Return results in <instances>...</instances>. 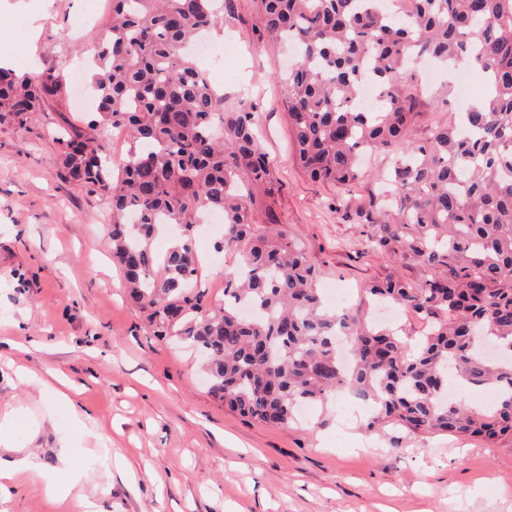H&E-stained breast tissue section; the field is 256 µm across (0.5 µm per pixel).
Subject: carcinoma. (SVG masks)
Returning a JSON list of instances; mask_svg holds the SVG:
<instances>
[{
  "label": "carcinoma",
  "instance_id": "obj_1",
  "mask_svg": "<svg viewBox=\"0 0 512 512\" xmlns=\"http://www.w3.org/2000/svg\"><path fill=\"white\" fill-rule=\"evenodd\" d=\"M402 23L379 0H259L270 41H293L286 106L297 157L310 179L348 187L369 175L384 187L365 221L367 246L410 254L413 283L391 276L367 289L425 322L419 336L372 319L359 305L329 311L319 271L291 242L256 228L257 194L274 178L253 106L224 107L185 47L222 23L215 0H112V25L95 55L97 118L64 128L58 143L70 178L112 204V252L130 298L157 328L207 356L211 392L241 416L287 427L302 403L354 392L375 404L368 426L389 420L413 432L497 440L512 436V0H410ZM426 56L449 72L483 74L487 93L416 133L423 99L406 69ZM383 90L375 112L354 98L365 81ZM65 82L0 66V124L24 127ZM131 141L119 163L102 135ZM367 152L392 155L375 171ZM203 209L224 213L216 249L236 257L224 303L195 288L192 247ZM139 215V223L126 222ZM167 224L178 245L158 253ZM491 386L475 409L448 387Z\"/></svg>",
  "mask_w": 512,
  "mask_h": 512
}]
</instances>
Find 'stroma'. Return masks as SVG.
Segmentation results:
<instances>
[{
  "mask_svg": "<svg viewBox=\"0 0 512 512\" xmlns=\"http://www.w3.org/2000/svg\"><path fill=\"white\" fill-rule=\"evenodd\" d=\"M97 2V23L83 25L87 0H0V63L23 56L31 72L67 75L108 29L112 0ZM261 26L258 0H233L214 33L235 71L224 103L254 105L277 177L274 197L257 201L274 217L261 231L300 246L319 286L348 290L354 305L390 275L418 280L411 256L366 245L371 227L360 214L379 193L374 179L343 194L298 166L287 55L260 40ZM94 111L72 89L27 127L0 125V416L15 415L0 462L32 453L47 476L14 489L0 512H81L82 497L96 512H512L511 438L423 435L394 423L370 430V407L348 410L343 394L278 428L214 398L199 355L154 336L128 301L108 199L61 165L60 129ZM220 237H193L196 285L212 304L234 265L216 250ZM54 376L74 387L71 403L43 391L40 379ZM107 465L108 481L99 476ZM68 484L70 499L59 501L54 486Z\"/></svg>",
  "mask_w": 512,
  "mask_h": 512,
  "instance_id": "stroma-1",
  "label": "stroma"
}]
</instances>
